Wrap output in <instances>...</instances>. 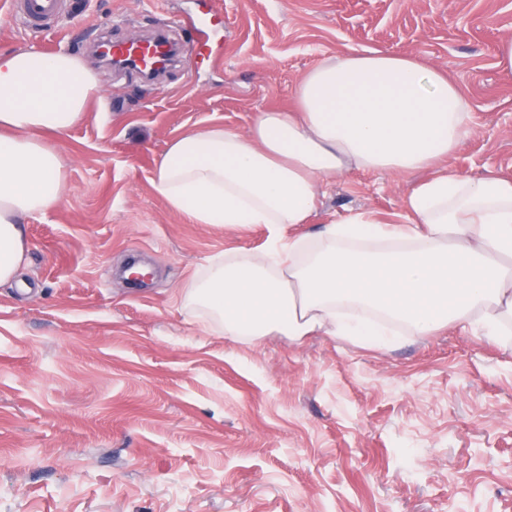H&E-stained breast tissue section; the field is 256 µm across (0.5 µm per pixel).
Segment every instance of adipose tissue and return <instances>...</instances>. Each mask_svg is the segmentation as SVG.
<instances>
[{"instance_id": "ef3b65f1", "label": "adipose tissue", "mask_w": 512, "mask_h": 512, "mask_svg": "<svg viewBox=\"0 0 512 512\" xmlns=\"http://www.w3.org/2000/svg\"><path fill=\"white\" fill-rule=\"evenodd\" d=\"M95 76L69 53L0 56V283L23 266V217L64 194V164L45 141L101 99ZM292 109L258 113L247 132L213 125L170 141L152 186L197 224H262L260 258L217 259L185 295L225 335L298 342L322 332L382 344L400 325L420 336L460 325L498 338L512 321V179L438 173L404 199L406 221L355 213L313 239L326 179L352 170L393 176L453 153L471 130L461 89L408 55L349 52L304 75Z\"/></svg>"}]
</instances>
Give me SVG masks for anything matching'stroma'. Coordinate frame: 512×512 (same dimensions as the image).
I'll return each instance as SVG.
<instances>
[{
	"instance_id": "1",
	"label": "stroma",
	"mask_w": 512,
	"mask_h": 512,
	"mask_svg": "<svg viewBox=\"0 0 512 512\" xmlns=\"http://www.w3.org/2000/svg\"><path fill=\"white\" fill-rule=\"evenodd\" d=\"M212 0H90L56 33L15 24L0 56L66 51L103 103L49 141L65 191L25 217L27 261L0 284V512H512V348L450 326L372 346L318 334L236 342L185 292L219 256L262 253L267 230L196 224L153 191L189 131H247L293 106L311 69L357 51L411 55L463 91L470 134L439 169L512 178V0H219L203 52L154 83L100 62ZM418 175L354 170L310 223L403 220ZM133 259L148 285L127 284Z\"/></svg>"
}]
</instances>
